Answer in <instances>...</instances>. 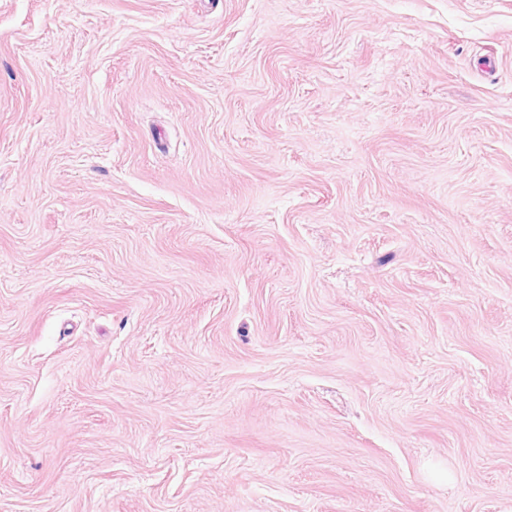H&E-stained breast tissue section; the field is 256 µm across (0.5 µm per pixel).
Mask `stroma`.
<instances>
[{"mask_svg":"<svg viewBox=\"0 0 512 512\" xmlns=\"http://www.w3.org/2000/svg\"><path fill=\"white\" fill-rule=\"evenodd\" d=\"M0 512H512V0H0Z\"/></svg>","mask_w":512,"mask_h":512,"instance_id":"obj_1","label":"stroma"}]
</instances>
